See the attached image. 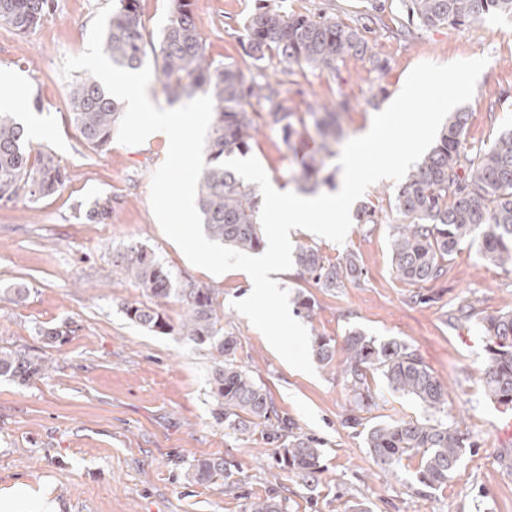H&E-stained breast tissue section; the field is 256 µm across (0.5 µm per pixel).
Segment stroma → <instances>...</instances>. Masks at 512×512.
<instances>
[{"mask_svg":"<svg viewBox=\"0 0 512 512\" xmlns=\"http://www.w3.org/2000/svg\"><path fill=\"white\" fill-rule=\"evenodd\" d=\"M109 0H56L52 17L26 35L0 26V80L21 96L39 99L40 132L35 148L52 152L69 173L57 194L31 204H0V350L26 349L43 358L47 371L27 384L0 377V512H245L250 498L268 492L286 497L288 512H344L364 500L371 512H512V468L499 460L496 428L512 405L484 392L481 376L486 339L476 322H458L455 309L475 303L482 311H512V268L480 258L462 246L448 271L423 287L407 285L391 265L390 226L397 223L398 185L370 186L360 205L374 209V224H352L343 243L297 233L294 243L317 247L336 259L356 255L363 274L336 290L305 280L298 268L278 275L289 298H313V316L296 313L309 337L342 341L353 328L369 336L406 343L447 387L442 418L472 437L459 467L444 486L425 492L415 481L419 458L399 466L379 465L364 444L373 424L389 419H424V406L410 396L387 392L381 373L368 377L380 394L347 427L353 395L335 367L306 374L288 365L265 336L232 304L250 294L244 277L214 275L192 265L163 233L150 205L153 172L164 162L163 139L128 146L112 141L95 151L68 116L70 79L61 74L65 57L81 54L95 14ZM372 0H283L289 13L329 6L347 22L370 15L373 51L382 71L350 56L338 73L306 71L284 89L303 122L296 149L264 127L253 142L270 183L296 189L299 156L318 149L310 110L341 105L344 139L367 127L402 90L419 63L449 64L486 58L469 114L467 148L489 147L512 128V20L491 17L473 27L416 29L397 36L394 11L377 12ZM255 0H193L198 28L210 58L252 66L238 43ZM100 196L115 208L104 224L82 218L78 205ZM140 245L177 278L213 288L224 331L238 338L235 358L266 388L280 417L323 445L315 485L281 471L266 428L234 437L215 413L211 375L216 360L204 345L178 333L160 335L131 322L127 304L145 301L142 289L112 270V254ZM26 284V300L10 293ZM70 326L64 344L42 336L45 328ZM221 456L240 473L237 494L224 492L223 478L200 483L195 460Z\"/></svg>","mask_w":512,"mask_h":512,"instance_id":"stroma-1","label":"stroma"}]
</instances>
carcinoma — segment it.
Listing matches in <instances>:
<instances>
[{
    "label": "carcinoma",
    "mask_w": 512,
    "mask_h": 512,
    "mask_svg": "<svg viewBox=\"0 0 512 512\" xmlns=\"http://www.w3.org/2000/svg\"><path fill=\"white\" fill-rule=\"evenodd\" d=\"M407 20L419 28L471 26L491 15L512 18V0H398ZM55 12V0H0V24L18 34L42 25ZM371 28L349 25L324 9L317 14H289L275 0H257L240 36L243 53L255 71L244 72L232 62L211 59L202 44L191 0H170L166 21L157 42L146 38L139 0H115L109 16L103 49L117 66L139 70L152 57L158 81L172 100L195 95L213 99L214 119L205 146V167L197 185V205L208 235L243 253L263 244L257 221L259 196L221 163L236 154L245 155L261 130L259 106L270 118L282 141L290 144L299 134L297 112L288 104L277 73L296 75L294 67L338 70L345 57L355 55L375 70L384 63L369 44ZM69 115L82 139L95 150L111 143L122 107L100 80L90 74L79 77L69 90ZM336 109L322 106L314 118L321 137L317 153L302 158L301 175L309 180L323 170L332 155L331 143L341 133ZM468 112L448 116L435 145L399 186L395 209L405 220L392 227V267L397 277L423 286L441 278L444 262L461 246H477L481 257L496 265L512 267V129L503 131L486 149L474 153L465 146ZM68 180L56 156L35 150L26 141L24 126L13 113L0 109V203L25 198L31 203L51 197ZM91 223L112 217V198L93 201L85 214ZM295 263L300 274L320 288L333 290L355 281L362 267L352 253L334 262L309 244H299ZM115 272L134 282L148 302L124 307L127 318L156 334L178 331L188 340L206 345L218 354L211 378V392L224 428L242 435L271 427L268 438L281 442L276 449L280 469L311 486L320 470V442L296 431V424L277 416L264 386L232 355L238 339L217 327L214 289L180 280L142 247L128 245L112 255ZM182 303L185 315L171 323L167 306ZM478 326L487 339L488 358L482 373L485 394L499 404H512V312L485 314ZM315 359L328 366L340 359L341 374L355 392L356 408L375 403L367 376L381 372L393 393L412 396L432 412L446 403L447 388L414 351L397 340L377 343L361 329L350 330L341 347L323 336L313 346ZM42 358L22 350L0 352V376L27 383L45 374ZM365 444L378 463L397 466L405 458L420 457L417 481L426 488L440 487L457 469L465 449L474 447L470 437L453 425L429 418L390 419L370 427ZM198 481L224 478V492L233 494L239 480L232 464L222 457L204 458L194 465ZM248 512H287L283 500L268 496L252 501Z\"/></svg>",
    "instance_id": "cac0c4a2"
}]
</instances>
